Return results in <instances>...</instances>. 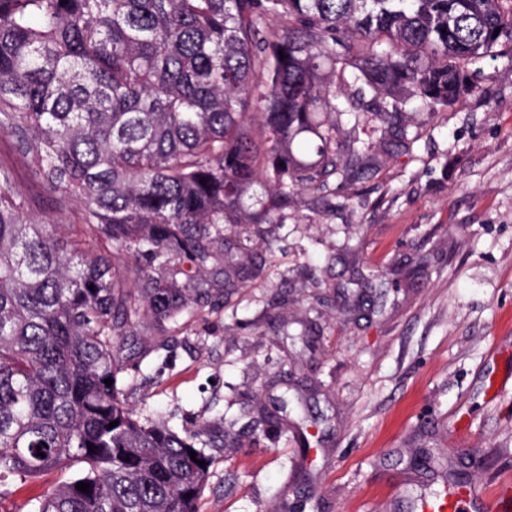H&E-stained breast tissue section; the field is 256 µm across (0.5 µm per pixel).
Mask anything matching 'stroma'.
Returning a JSON list of instances; mask_svg holds the SVG:
<instances>
[{
    "label": "stroma",
    "mask_w": 512,
    "mask_h": 512,
    "mask_svg": "<svg viewBox=\"0 0 512 512\" xmlns=\"http://www.w3.org/2000/svg\"><path fill=\"white\" fill-rule=\"evenodd\" d=\"M474 81L447 111L407 106L399 144L329 201L294 195L222 304L135 337L142 415L278 413L227 430L200 512H420L433 469L512 480V391L488 388L512 372V59Z\"/></svg>",
    "instance_id": "35a3bbf8"
}]
</instances>
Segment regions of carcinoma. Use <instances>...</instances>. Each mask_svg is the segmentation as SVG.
Masks as SVG:
<instances>
[{
	"label": "carcinoma",
	"mask_w": 512,
	"mask_h": 512,
	"mask_svg": "<svg viewBox=\"0 0 512 512\" xmlns=\"http://www.w3.org/2000/svg\"><path fill=\"white\" fill-rule=\"evenodd\" d=\"M506 53L512 0H0V136L81 206L31 218L0 157V512L11 480L51 470L73 476L28 512H199L205 449L238 419L142 416L124 345L238 287L250 245L224 248V225L276 224L295 189L323 200L369 167L344 128L383 141L410 100L441 112Z\"/></svg>",
	"instance_id": "obj_1"
}]
</instances>
